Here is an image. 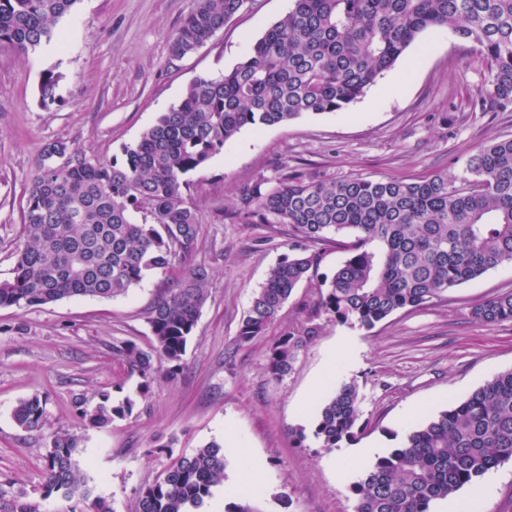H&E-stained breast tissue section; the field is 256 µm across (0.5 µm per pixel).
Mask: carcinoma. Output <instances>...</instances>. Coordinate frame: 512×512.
Segmentation results:
<instances>
[{
    "label": "carcinoma",
    "mask_w": 512,
    "mask_h": 512,
    "mask_svg": "<svg viewBox=\"0 0 512 512\" xmlns=\"http://www.w3.org/2000/svg\"><path fill=\"white\" fill-rule=\"evenodd\" d=\"M77 0H0V50L25 53L51 40ZM245 0H197L175 32V58L202 47ZM446 28L487 63L482 112L512 109V0H293V7L219 77L201 76L178 105L132 144L122 159H91L63 142L47 144L25 188L13 277L0 280V307H41L74 296L125 295L154 272L180 271L150 305L153 344L112 347L145 394L154 360L180 365L209 297L208 268L194 261L201 217L187 198V176L245 127L286 123L302 114L336 112L361 98L425 30ZM59 76L40 83L44 103L57 100ZM238 216L286 224L288 254L267 274L243 317L244 345L276 323L304 282L320 290L318 313L341 324L373 327L403 309L420 308L487 271L512 265V137L475 148L457 174L339 181L284 175L273 188H247ZM348 253L331 278L315 280L318 243ZM488 326L512 320V291L472 308ZM308 319L269 346L274 383L292 371L318 335ZM362 395L342 382L322 406L313 436L325 449L356 436ZM46 402L19 400L24 430H40ZM135 402L103 393L79 416L104 428L129 416ZM79 443L64 429L49 436L40 494L70 502L66 512H112L77 463ZM512 460V369L409 432L402 445L353 482L354 512H431L437 500L474 485ZM224 445L211 441L174 461L141 489L138 512H196L224 485Z\"/></svg>",
    "instance_id": "1"
}]
</instances>
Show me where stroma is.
I'll use <instances>...</instances> for the list:
<instances>
[{
  "label": "stroma",
  "instance_id": "35a3bbf8",
  "mask_svg": "<svg viewBox=\"0 0 512 512\" xmlns=\"http://www.w3.org/2000/svg\"><path fill=\"white\" fill-rule=\"evenodd\" d=\"M196 0H77L48 42L25 53L0 51V279L10 277L21 234L22 194L49 143L61 141L109 161L137 141L162 112L178 104L199 76L217 77L242 61L291 0H246L210 41L180 59L170 39ZM58 75L57 100L43 104L39 84ZM485 65L448 30L431 28L365 95L331 113L305 114L261 130L242 129L190 176L189 198L202 224L198 263L210 272L209 298L174 379L155 381L139 395L138 375L112 352L113 343L149 347L148 308L172 285V274L148 276L128 294L71 297L42 307L0 308V512L42 482L50 432L63 428L79 441L76 457L87 484L114 512H137L142 488L177 457L223 441L225 480L250 458L264 463L258 494L217 488L202 512L249 502L257 512H353L351 484L373 457L350 461L357 448L387 454L400 446L415 411L423 423L512 369V321L488 326L474 305L512 290V266L490 270L433 303L402 310L372 329L317 315L318 289L300 286L266 335L248 345L236 336L254 293L288 251L284 224L237 218L241 194L288 172L314 180L370 179L455 172L470 151L512 137V111L479 112ZM320 331L293 371L270 381L266 351L307 319ZM363 397L362 430L326 450L312 434L322 404L345 380ZM131 398V416L107 427L83 421L77 400L96 404ZM46 401L44 429L16 425L19 400ZM413 422V423H414ZM305 431L295 445L297 431ZM461 512H512V462L462 489Z\"/></svg>",
  "mask_w": 512,
  "mask_h": 512
}]
</instances>
